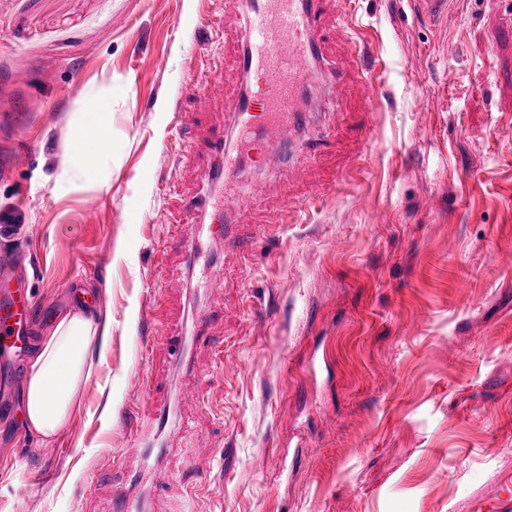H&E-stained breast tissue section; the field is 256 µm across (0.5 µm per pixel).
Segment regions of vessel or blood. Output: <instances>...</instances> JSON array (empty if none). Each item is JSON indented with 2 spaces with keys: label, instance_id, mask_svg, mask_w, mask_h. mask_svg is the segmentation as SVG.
I'll list each match as a JSON object with an SVG mask.
<instances>
[{
  "label": "vessel or blood",
  "instance_id": "obj_1",
  "mask_svg": "<svg viewBox=\"0 0 512 512\" xmlns=\"http://www.w3.org/2000/svg\"><path fill=\"white\" fill-rule=\"evenodd\" d=\"M332 0H247V38L238 51L235 70L249 87L240 92L233 105L229 126L211 129L204 149L193 150L194 169L200 170L206 189L187 204L214 226L215 237L226 233L231 206L216 189L227 172L240 170L242 151L230 149L225 128L236 131L249 151L251 164L260 166L281 155L294 132L303 124L299 97L309 85L310 66L319 61L322 47L318 31ZM415 15L442 21L448 14V0H412ZM33 304L14 270L0 263V363L22 349L30 338ZM170 402L149 399L136 418L126 455L137 458L127 468L128 483L139 486L152 468L161 431L169 419Z\"/></svg>",
  "mask_w": 512,
  "mask_h": 512
}]
</instances>
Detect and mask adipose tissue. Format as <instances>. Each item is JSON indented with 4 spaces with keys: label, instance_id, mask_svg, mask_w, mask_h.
Returning a JSON list of instances; mask_svg holds the SVG:
<instances>
[{
    "label": "adipose tissue",
    "instance_id": "adipose-tissue-1",
    "mask_svg": "<svg viewBox=\"0 0 512 512\" xmlns=\"http://www.w3.org/2000/svg\"><path fill=\"white\" fill-rule=\"evenodd\" d=\"M112 154V91L89 95L74 112L68 146L67 183L87 179L88 160ZM96 328L86 316L57 317L35 356L25 384L24 418L43 440L66 424L80 386L94 376L91 346Z\"/></svg>",
    "mask_w": 512,
    "mask_h": 512
}]
</instances>
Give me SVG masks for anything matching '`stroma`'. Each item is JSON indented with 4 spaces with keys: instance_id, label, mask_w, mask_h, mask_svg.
<instances>
[{
    "instance_id": "obj_1",
    "label": "stroma",
    "mask_w": 512,
    "mask_h": 512,
    "mask_svg": "<svg viewBox=\"0 0 512 512\" xmlns=\"http://www.w3.org/2000/svg\"><path fill=\"white\" fill-rule=\"evenodd\" d=\"M326 23L298 141L329 146L224 184L236 212L203 242L222 279L210 301L166 236L196 221L182 156L238 93L206 108L198 80L233 70L241 5L0 0V157L30 151L0 174V215L17 218L0 255L23 256L34 338L74 311L71 290L112 311L55 453L18 420L15 386L0 512H113L143 372L171 388L185 373L159 348L178 332L200 392L175 404L150 512H512V0H451L435 28L409 0H355L350 26ZM107 84L112 160L59 190L71 114ZM153 290L172 315L148 314Z\"/></svg>"
}]
</instances>
